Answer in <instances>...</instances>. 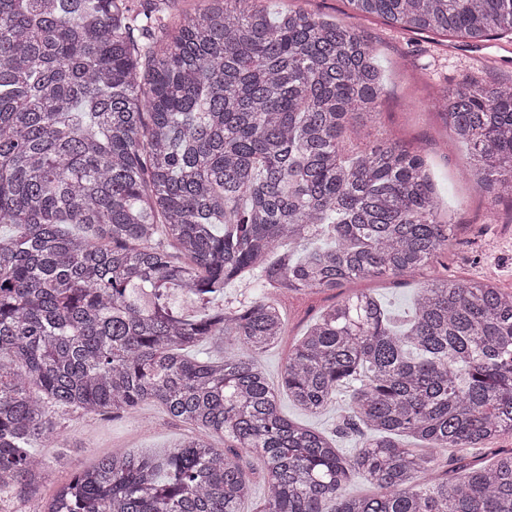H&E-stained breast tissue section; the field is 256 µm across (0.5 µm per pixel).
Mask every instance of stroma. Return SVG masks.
<instances>
[{
    "instance_id": "35a3bbf8",
    "label": "stroma",
    "mask_w": 512,
    "mask_h": 512,
    "mask_svg": "<svg viewBox=\"0 0 512 512\" xmlns=\"http://www.w3.org/2000/svg\"><path fill=\"white\" fill-rule=\"evenodd\" d=\"M262 4L272 10L302 9L330 16L353 24L369 38L387 76L380 114L371 123V131L426 155L441 196L453 214L455 245L448 253L425 271L370 281L369 289L400 318L411 313L421 282L434 275L489 280L512 293V204L492 202L475 189L466 171L465 147L432 105L440 91L463 78L512 83V38L466 42L400 32L380 18L353 15L347 0H262ZM360 287V282L353 281L333 293L279 297L288 320V334L260 358L271 381H279L295 337L304 332L321 309ZM350 394V389L337 387L331 403L317 417L305 415L285 397L280 398L279 406L292 420L337 433ZM55 421L68 436L69 445L59 448L48 444L38 449V457L49 465L48 477L36 495L13 499V512H43L46 500L59 484L71 478L76 468L112 449L163 448L187 433L186 427L170 420L152 404L116 418L60 412Z\"/></svg>"
}]
</instances>
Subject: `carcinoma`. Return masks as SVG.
I'll list each match as a JSON object with an SVG mask.
<instances>
[{
  "instance_id": "carcinoma-1",
  "label": "carcinoma",
  "mask_w": 512,
  "mask_h": 512,
  "mask_svg": "<svg viewBox=\"0 0 512 512\" xmlns=\"http://www.w3.org/2000/svg\"><path fill=\"white\" fill-rule=\"evenodd\" d=\"M154 0H0V500L35 492L59 410L146 403L191 429L163 452L77 469L44 512H512V294L435 276L397 320L369 291L323 309L281 387L260 357L282 295L399 278L455 224L428 160L369 140L385 84L344 22L261 0H208L169 22ZM407 32L512 36V0H348ZM476 188L512 202V84L438 94ZM179 291L202 305L185 313ZM352 387L336 438L311 416ZM484 448L446 460L440 448ZM362 473L373 486L345 492ZM264 295H266L265 289L260 288L255 280L248 278L236 280L224 288V302L235 305Z\"/></svg>"
}]
</instances>
